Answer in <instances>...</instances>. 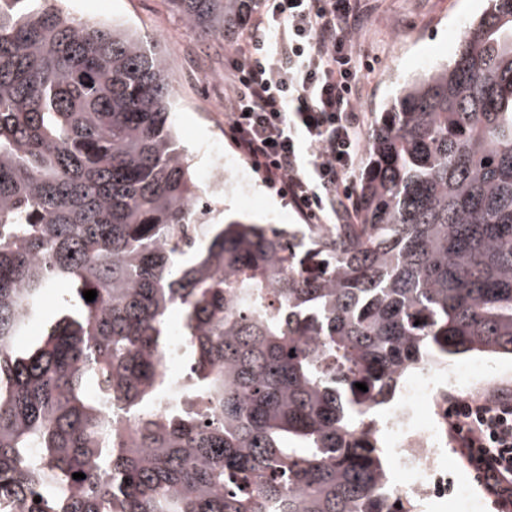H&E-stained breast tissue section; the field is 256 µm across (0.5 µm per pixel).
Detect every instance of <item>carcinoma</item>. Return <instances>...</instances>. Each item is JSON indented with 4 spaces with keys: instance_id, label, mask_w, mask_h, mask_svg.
Masks as SVG:
<instances>
[{
    "instance_id": "cac0c4a2",
    "label": "carcinoma",
    "mask_w": 512,
    "mask_h": 512,
    "mask_svg": "<svg viewBox=\"0 0 512 512\" xmlns=\"http://www.w3.org/2000/svg\"><path fill=\"white\" fill-rule=\"evenodd\" d=\"M168 2L230 46L255 0ZM491 2L381 113L354 222L316 239L213 222L157 47L0 0V512H409L370 412L432 360L512 357V0Z\"/></svg>"
}]
</instances>
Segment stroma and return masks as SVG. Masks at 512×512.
I'll return each instance as SVG.
<instances>
[{"mask_svg":"<svg viewBox=\"0 0 512 512\" xmlns=\"http://www.w3.org/2000/svg\"><path fill=\"white\" fill-rule=\"evenodd\" d=\"M366 20L352 38L360 64L362 96L358 108L364 133H371L381 112L389 107L396 87L447 63L456 53L465 26L490 7V0H365ZM70 16L120 24L157 44L166 54L175 87V131L181 144L203 164L200 145L219 141L224 157L242 155L224 124V87L231 50L220 38L191 28L169 0H64ZM255 205L240 196L225 195L226 214L245 213L255 222L298 229L304 218L285 194L272 187L255 166H248Z\"/></svg>","mask_w":512,"mask_h":512,"instance_id":"stroma-1","label":"stroma"}]
</instances>
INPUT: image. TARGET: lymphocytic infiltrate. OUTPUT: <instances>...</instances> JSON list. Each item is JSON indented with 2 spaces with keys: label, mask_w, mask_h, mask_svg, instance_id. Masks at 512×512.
Instances as JSON below:
<instances>
[{
  "label": "lymphocytic infiltrate",
  "mask_w": 512,
  "mask_h": 512,
  "mask_svg": "<svg viewBox=\"0 0 512 512\" xmlns=\"http://www.w3.org/2000/svg\"><path fill=\"white\" fill-rule=\"evenodd\" d=\"M359 0H272L238 45L227 122L237 148L303 216H352V174L363 150L360 75L350 50ZM463 445L491 452L487 483H512V394L478 397Z\"/></svg>",
  "instance_id": "f902f5d3"
}]
</instances>
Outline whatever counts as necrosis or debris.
Returning a JSON list of instances; mask_svg holds the SVG:
<instances>
[{
    "instance_id": "1",
    "label": "necrosis or debris",
    "mask_w": 512,
    "mask_h": 512,
    "mask_svg": "<svg viewBox=\"0 0 512 512\" xmlns=\"http://www.w3.org/2000/svg\"><path fill=\"white\" fill-rule=\"evenodd\" d=\"M221 145L205 144L202 154L209 165L203 180L209 190L234 192L249 197L247 179L242 169L224 165ZM494 366L476 364L467 371L445 363L425 366L419 377L407 386L399 402L386 414L390 443L396 450L397 462L403 474L395 495L420 505L432 495H447L448 474L443 469L448 454L449 438L457 437L453 405L468 407L474 397V385L489 382ZM377 424H370L371 433H378Z\"/></svg>"
}]
</instances>
